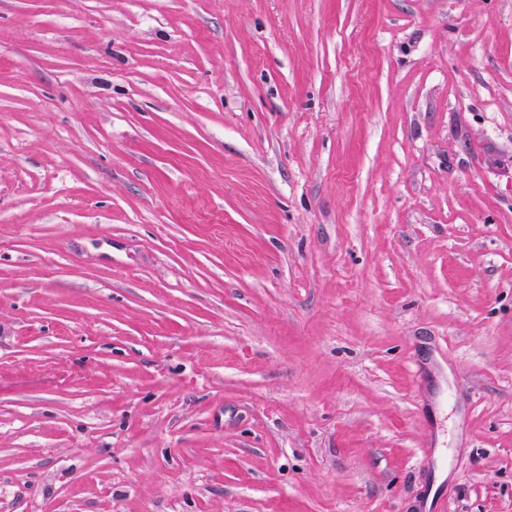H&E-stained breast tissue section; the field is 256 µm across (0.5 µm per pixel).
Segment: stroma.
<instances>
[{
    "label": "stroma",
    "mask_w": 512,
    "mask_h": 512,
    "mask_svg": "<svg viewBox=\"0 0 512 512\" xmlns=\"http://www.w3.org/2000/svg\"><path fill=\"white\" fill-rule=\"evenodd\" d=\"M512 512V0H0V512Z\"/></svg>",
    "instance_id": "obj_1"
}]
</instances>
